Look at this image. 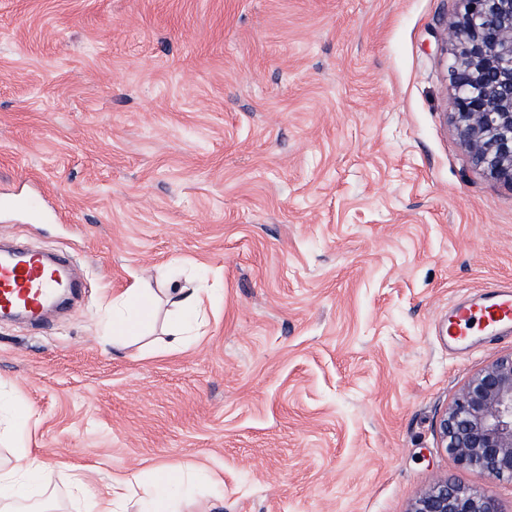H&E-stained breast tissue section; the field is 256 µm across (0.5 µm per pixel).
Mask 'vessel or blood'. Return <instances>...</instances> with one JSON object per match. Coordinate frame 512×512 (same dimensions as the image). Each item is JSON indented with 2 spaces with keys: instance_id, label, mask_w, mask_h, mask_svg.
I'll use <instances>...</instances> for the list:
<instances>
[{
  "instance_id": "obj_1",
  "label": "vessel or blood",
  "mask_w": 512,
  "mask_h": 512,
  "mask_svg": "<svg viewBox=\"0 0 512 512\" xmlns=\"http://www.w3.org/2000/svg\"><path fill=\"white\" fill-rule=\"evenodd\" d=\"M69 285L64 265L48 262L41 253L14 250L0 256V312L22 309L39 317ZM476 332L488 341L512 337V281L461 296L449 307V348H461Z\"/></svg>"
}]
</instances>
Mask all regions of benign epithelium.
<instances>
[{
    "label": "benign epithelium",
    "mask_w": 512,
    "mask_h": 512,
    "mask_svg": "<svg viewBox=\"0 0 512 512\" xmlns=\"http://www.w3.org/2000/svg\"><path fill=\"white\" fill-rule=\"evenodd\" d=\"M444 34L451 118L476 166L512 187V0H457ZM442 447L461 466L512 483V354L472 375L439 422ZM410 512H501L495 497L435 483Z\"/></svg>",
    "instance_id": "obj_1"
}]
</instances>
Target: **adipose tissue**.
<instances>
[{
    "label": "adipose tissue",
    "mask_w": 512,
    "mask_h": 512,
    "mask_svg": "<svg viewBox=\"0 0 512 512\" xmlns=\"http://www.w3.org/2000/svg\"><path fill=\"white\" fill-rule=\"evenodd\" d=\"M203 293V288L197 284L166 289L165 294L171 305L183 315L181 321L169 328L175 343L185 342L192 328V316L203 307ZM153 299V293L139 284L113 297V344L118 345L142 335L152 316ZM196 481V476L171 467H161L148 483H140L138 476L132 473L116 474L109 478L102 489L92 493L88 490V478L82 467L64 463L50 469L31 449L22 448L12 467H0V512H24L29 500L28 486L33 482L47 490L62 485L69 490L88 494V512H127L128 492L137 483L141 486L138 512H183V503Z\"/></svg>",
    "instance_id": "ef3b65f1"
}]
</instances>
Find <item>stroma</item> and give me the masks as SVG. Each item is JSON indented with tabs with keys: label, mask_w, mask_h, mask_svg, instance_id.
<instances>
[{
	"label": "stroma",
	"mask_w": 512,
	"mask_h": 512,
	"mask_svg": "<svg viewBox=\"0 0 512 512\" xmlns=\"http://www.w3.org/2000/svg\"><path fill=\"white\" fill-rule=\"evenodd\" d=\"M456 0H0V240L73 260L39 326L0 322V431L47 466L205 470L190 512H409L458 465L438 423L512 340L448 351V304L512 279V188L451 119ZM204 283L102 340L135 282ZM158 290L163 292L171 305L183 314L182 320L168 329L169 336L174 337L175 345H179L187 341L185 336H189L188 332L192 328L191 317L202 309L204 304L202 295L206 289L194 284L187 288H159Z\"/></svg>",
	"instance_id": "obj_1"
}]
</instances>
